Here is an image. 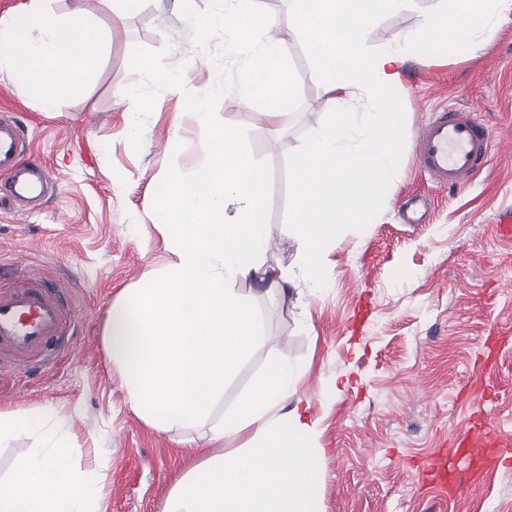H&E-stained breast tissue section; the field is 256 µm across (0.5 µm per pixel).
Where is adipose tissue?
<instances>
[{
    "label": "adipose tissue",
    "mask_w": 512,
    "mask_h": 512,
    "mask_svg": "<svg viewBox=\"0 0 512 512\" xmlns=\"http://www.w3.org/2000/svg\"><path fill=\"white\" fill-rule=\"evenodd\" d=\"M243 2L225 0L223 13L202 18V27L223 29L225 42L251 48ZM416 2L293 0L296 25L315 54L314 76L332 109L330 124L293 163L295 238L309 281H316L317 257L337 226L359 223L396 172L401 116L395 92L407 54H371L365 41L375 12L410 10ZM454 2L452 10L424 16L409 37L410 52L424 54L434 44L476 52L481 30L512 14V0ZM34 24L42 30L37 40L29 34ZM106 48V32L93 17L55 14L46 0H29L23 17L0 18V74L22 78L31 97L49 109L71 96L76 78L89 75ZM251 50L244 91L264 102L257 120L274 124L285 107L269 103L268 84L286 80L285 62L275 43ZM359 91L368 95L370 110L345 111ZM216 139L220 149L191 178L162 177L152 222L169 230L174 259L111 303L103 346L129 409L151 428L211 426L209 447L182 439L193 464L163 512H317L316 451L306 445L316 425L295 409L284 418L274 412L291 391L286 357L270 361L231 417L209 421L226 380L265 338L262 319L232 281L254 279L272 291L281 284L265 264L262 180L237 134L224 130ZM231 201L239 209L229 219ZM246 429L247 444L223 452L225 435ZM69 454L62 439L29 454L20 479H0V512H101L104 474L70 467Z\"/></svg>",
    "instance_id": "adipose-tissue-1"
}]
</instances>
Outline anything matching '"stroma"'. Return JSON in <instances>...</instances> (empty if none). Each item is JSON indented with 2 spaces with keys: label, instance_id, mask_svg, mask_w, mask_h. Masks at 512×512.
<instances>
[{
  "label": "stroma",
  "instance_id": "stroma-1",
  "mask_svg": "<svg viewBox=\"0 0 512 512\" xmlns=\"http://www.w3.org/2000/svg\"><path fill=\"white\" fill-rule=\"evenodd\" d=\"M445 5L419 0L412 11L375 13L367 51L406 49L423 14ZM48 7L88 13L110 39L93 74L59 108L0 77V113L14 116L32 158L59 178L37 209L0 211V286L37 277L66 293L65 313L76 318L52 358L12 362L0 374V410L46 412L38 428L0 441V477H19L23 457L64 437L71 466L95 463L105 474L104 512H162L189 468L180 433L156 432L128 409L102 332L111 302L174 259L151 222L159 178L191 177L223 128L240 135L264 179L266 262L290 281L284 296L235 282L264 320L265 339L225 383L212 420L230 414L283 354L297 371L300 409L317 423L310 445L319 512H512V461L460 473L452 495L424 473L468 419L484 416L512 440V240L496 224L512 213V17L453 65L433 63L448 53L440 44L408 58L397 171L361 223L337 227L312 283L294 236L292 163L329 114L292 0H253L250 10L280 19L273 30H254L255 42H277L290 75V106L277 129L256 120L262 101L245 98L250 53L227 51L223 30L191 20L222 10L224 0ZM143 59L174 72L177 87L142 81ZM203 95L202 127L188 102ZM450 101L485 120L493 142L483 172L444 190L419 173L414 150L431 109ZM413 196L424 205L419 224L406 223L400 209Z\"/></svg>",
  "mask_w": 512,
  "mask_h": 512
}]
</instances>
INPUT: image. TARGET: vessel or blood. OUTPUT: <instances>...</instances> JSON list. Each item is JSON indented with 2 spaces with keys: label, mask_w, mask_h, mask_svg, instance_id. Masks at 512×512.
<instances>
[{
  "label": "vessel or blood",
  "mask_w": 512,
  "mask_h": 512,
  "mask_svg": "<svg viewBox=\"0 0 512 512\" xmlns=\"http://www.w3.org/2000/svg\"><path fill=\"white\" fill-rule=\"evenodd\" d=\"M492 132L472 112L449 103L434 108L432 118L418 137L415 160L436 187L458 188L487 166ZM27 150L17 124L0 116V196L18 200L38 199L50 178L46 167L24 159ZM63 294L39 287L29 278L0 290V350L17 356H44L53 351L67 330L62 312ZM494 430L474 420L432 467L436 480L447 482L446 465L462 455L499 445Z\"/></svg>",
  "instance_id": "obj_1"
}]
</instances>
